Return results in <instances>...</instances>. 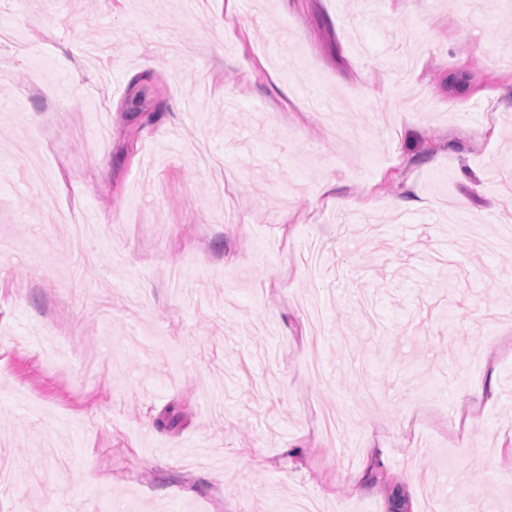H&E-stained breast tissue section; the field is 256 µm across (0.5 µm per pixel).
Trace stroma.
I'll list each match as a JSON object with an SVG mask.
<instances>
[{
    "instance_id": "1",
    "label": "stroma",
    "mask_w": 512,
    "mask_h": 512,
    "mask_svg": "<svg viewBox=\"0 0 512 512\" xmlns=\"http://www.w3.org/2000/svg\"><path fill=\"white\" fill-rule=\"evenodd\" d=\"M511 53L512 0H0V512H512Z\"/></svg>"
}]
</instances>
